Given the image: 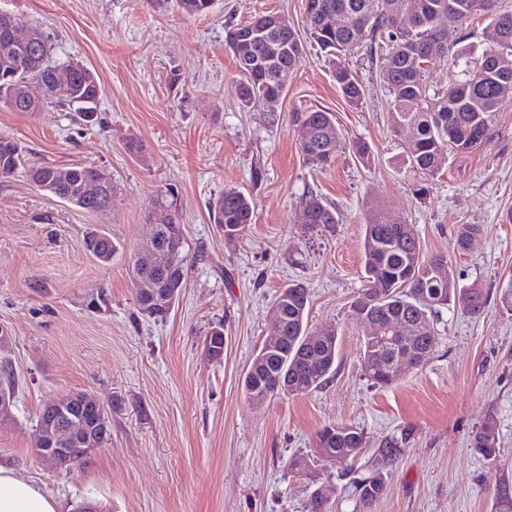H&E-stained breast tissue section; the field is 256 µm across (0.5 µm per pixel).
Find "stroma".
I'll return each instance as SVG.
<instances>
[{"instance_id":"35a3bbf8","label":"stroma","mask_w":512,"mask_h":512,"mask_svg":"<svg viewBox=\"0 0 512 512\" xmlns=\"http://www.w3.org/2000/svg\"><path fill=\"white\" fill-rule=\"evenodd\" d=\"M0 12L20 33L42 31L53 64L87 66L103 90L100 125H80L54 98L37 112L0 105V137L21 144L29 163L93 164L112 181L111 210L93 214L39 190L25 170L0 177V323L12 332L16 378L14 404L0 418V466L59 512L87 498L102 512H311L316 490L329 512H363L354 483L387 440L399 455L370 512H495L499 498H512V312L499 300L512 276V98L490 141L451 155L419 197L377 63L361 49L320 52L305 0H215L195 16L176 0H0ZM259 14L286 19L305 55L277 102L248 105L225 32ZM339 65L358 80V103L339 91ZM317 109L334 114L346 139L323 167L306 160L295 120ZM228 189L255 205L248 231L232 240L210 214ZM312 195L335 209L331 227L304 228ZM161 198L181 214L186 277L157 321L137 305L132 257ZM371 220L412 225L424 255L446 256L460 285L487 296L477 318L441 309L425 364L384 387L367 379L347 324L350 301L367 285ZM463 224L482 232L459 252ZM91 227L118 243L110 264L86 251ZM293 281L310 290L311 328L339 333L336 370L310 393L257 405L243 378L273 332L276 295ZM101 289L108 306L88 310L86 297ZM215 327L224 332L219 360L204 351ZM75 391L101 400L111 435L92 457L56 470L32 452L37 419L45 403ZM489 418L495 460L471 446ZM337 422L363 431L365 452L347 466L291 472L289 460L312 454L317 431Z\"/></svg>"}]
</instances>
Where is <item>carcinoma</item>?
Listing matches in <instances>:
<instances>
[{
    "label": "carcinoma",
    "mask_w": 512,
    "mask_h": 512,
    "mask_svg": "<svg viewBox=\"0 0 512 512\" xmlns=\"http://www.w3.org/2000/svg\"><path fill=\"white\" fill-rule=\"evenodd\" d=\"M213 0H178L179 7L189 15L210 10ZM420 12L415 26L405 27L398 18L395 4ZM500 0H306V17L310 38L319 48L335 56L362 45L367 56L383 50L379 59L380 78L391 96V126L395 133L407 134L406 160L413 171L428 180L434 177L452 153H461L480 146L492 138L503 98L499 85L512 82V71L476 74V47L466 45V36L456 35L462 25L475 16H483L486 55L497 48L503 38L512 41V12L499 6ZM333 10L357 19L353 28L328 30L322 24V13ZM456 15L454 30L436 25L441 15ZM11 16L0 13V103L16 112H29L32 95L39 94L38 105L51 98L48 94L50 46L43 42L34 46L17 47L7 38L6 27ZM255 30L260 35L249 46V55L237 53V40ZM226 45L235 52L242 75L238 93L250 104L283 92L281 73L299 66L304 59V47L296 31L277 24V16L261 15L249 23L227 30ZM444 60L464 75L444 88L428 82L424 64ZM336 85L346 100L360 99V85L352 72L339 66L334 73ZM102 88L91 71L74 74L68 109L86 124L89 112H97ZM297 120L309 126L312 139L302 146L307 159L317 165L331 163L343 149L345 139L332 113L322 110L302 112ZM25 165V150L14 140L0 138V176L8 177ZM89 165L70 167L69 178H57L54 165L28 169L30 180L40 189L58 199L90 213H102L112 207V199H91L82 193L83 177ZM165 215L162 229L173 237L183 236L182 225L173 204L156 203ZM306 227L315 230L336 223L334 209L316 196L305 200ZM254 207L250 199L236 190H226L214 204V222L226 235H242L252 224ZM475 224H463L456 239V249L467 250L469 242L480 233ZM448 264L444 256L427 258L420 241L409 224L365 225L364 271L368 287L350 302L348 320L360 336L361 359L368 377L377 385L395 381L390 369L393 354H407L413 367L424 364L436 346L434 316L438 306L428 304L424 297L439 294L443 306H452L470 317L480 316L487 298L477 285L461 286L453 275L438 277L440 267ZM135 281L151 280L162 288L184 284L185 263L182 252H158L148 258L134 260ZM282 314L283 331L280 343L270 351H259L244 378L247 398L263 402L280 395H300L321 387L336 369L338 332L332 338L319 340L321 331L309 326L310 292L296 282L283 289L275 300ZM406 321L411 332L389 342L380 336H370L366 323L379 321L396 324ZM15 393V375L7 357L0 358V390ZM315 446L345 464L364 453L367 442L358 428L334 423L321 428ZM471 447L484 458L497 455L498 441L493 420L488 419L475 433ZM398 449L386 442L377 450L375 466L368 476L355 485L362 507L368 508L386 490L383 469L396 458Z\"/></svg>",
    "instance_id": "carcinoma-1"
}]
</instances>
